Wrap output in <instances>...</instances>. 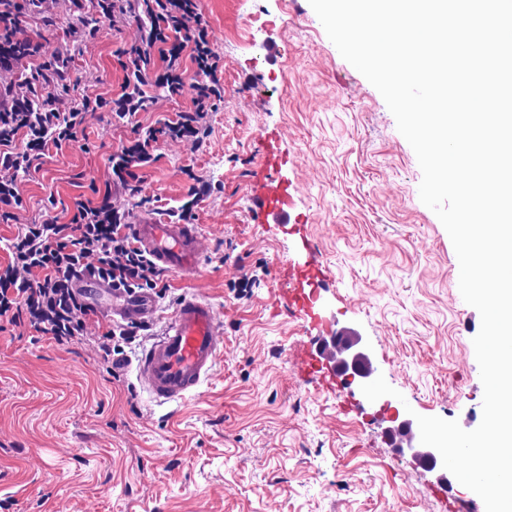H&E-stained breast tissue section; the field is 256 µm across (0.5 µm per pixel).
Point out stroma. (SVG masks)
Masks as SVG:
<instances>
[{
	"mask_svg": "<svg viewBox=\"0 0 512 512\" xmlns=\"http://www.w3.org/2000/svg\"><path fill=\"white\" fill-rule=\"evenodd\" d=\"M224 96L202 146L168 138L143 168L136 194L112 189L109 158L132 138L111 108L84 114L78 143L45 159L22 181L21 209L0 220L7 240L50 216L68 223L74 197L111 192L129 219L171 221L189 205L202 259L167 274L149 319L152 343L183 296L214 306L223 350L210 378L185 401L160 406L139 386L135 354L111 373L97 339L119 316L94 303L83 342L60 346L29 325L0 332V504L7 512H452L475 500L454 485L438 491V470L417 465L389 439L393 415L458 421L475 429L483 386L473 339L478 311L459 290L451 239L419 197L416 154L383 97L329 40L309 0H200ZM72 0H39L22 38L69 64L65 105L121 91L124 50L136 23L112 19L83 0L93 30L73 42L64 26ZM52 17L54 25L43 24ZM294 195L290 224H267L248 190L262 157ZM208 190L190 198L193 178ZM313 239L333 285L311 313L287 307L277 265L307 268ZM236 247L226 263L218 255ZM249 275L238 293L232 281ZM359 337L376 374L398 392L367 403L327 369L299 372L295 344L342 331Z\"/></svg>",
	"mask_w": 512,
	"mask_h": 512,
	"instance_id": "stroma-1",
	"label": "stroma"
}]
</instances>
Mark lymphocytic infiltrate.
Returning a JSON list of instances; mask_svg holds the SVG:
<instances>
[{
  "label": "lymphocytic infiltrate",
  "instance_id": "lymphocytic-infiltrate-1",
  "mask_svg": "<svg viewBox=\"0 0 512 512\" xmlns=\"http://www.w3.org/2000/svg\"><path fill=\"white\" fill-rule=\"evenodd\" d=\"M113 23L136 22L141 42L126 50L120 94L114 114L131 124V144L110 158L113 185L131 189L139 172L155 162L160 138L187 137L203 143L210 135L207 115L221 100L224 85L208 28L196 0H98ZM22 0H0V72L16 70L40 46L18 38L24 14ZM198 77L190 110L161 126H142L138 119L162 89L181 94L187 68ZM64 77L61 65H44L29 76L0 85V218L21 208L19 184L39 169L49 148L76 141L90 98L63 108L51 87ZM10 260L0 266V319L28 323L57 344L80 341L91 307L74 283L83 274L111 285L127 296L156 290L164 272L137 246L130 225L109 196L100 201L75 199L68 223L47 219L25 225L7 246Z\"/></svg>",
  "mask_w": 512,
  "mask_h": 512
}]
</instances>
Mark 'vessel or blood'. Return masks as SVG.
<instances>
[{
    "label": "vessel or blood",
    "instance_id": "1",
    "mask_svg": "<svg viewBox=\"0 0 512 512\" xmlns=\"http://www.w3.org/2000/svg\"><path fill=\"white\" fill-rule=\"evenodd\" d=\"M251 198L263 218L287 222L293 199L286 184L269 175L252 190ZM133 232L139 247L161 269L185 274L198 266L201 252L194 225L161 224L143 216L136 219ZM303 248L311 257L313 271L297 270L290 262L280 263L278 270L286 285V298L302 309L307 308L314 289L329 277L312 241L304 240ZM223 334L207 299L191 296L180 300L161 335L144 350L136 366L137 377L153 401L179 403L197 392L213 371Z\"/></svg>",
    "mask_w": 512,
    "mask_h": 512
}]
</instances>
